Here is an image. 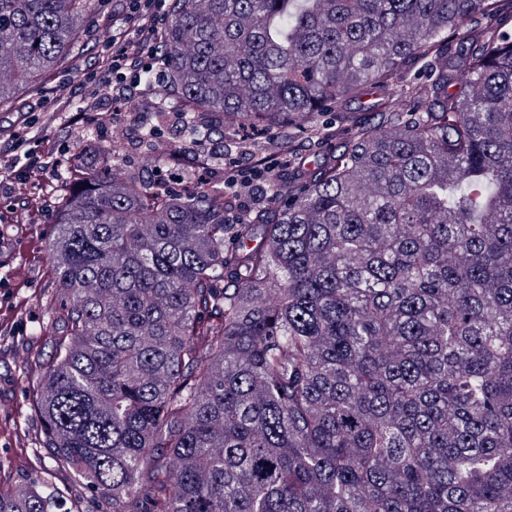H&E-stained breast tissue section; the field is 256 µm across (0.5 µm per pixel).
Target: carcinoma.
Wrapping results in <instances>:
<instances>
[{
  "label": "carcinoma",
  "mask_w": 512,
  "mask_h": 512,
  "mask_svg": "<svg viewBox=\"0 0 512 512\" xmlns=\"http://www.w3.org/2000/svg\"><path fill=\"white\" fill-rule=\"evenodd\" d=\"M99 2L0 0L1 109ZM154 51L191 139L276 151L269 202L76 148L0 512H512V0H168ZM250 191L241 193L236 197L237 216L245 217L259 204L266 203L269 200V193H266V183L263 179L254 177L251 183Z\"/></svg>",
  "instance_id": "obj_1"
}]
</instances>
